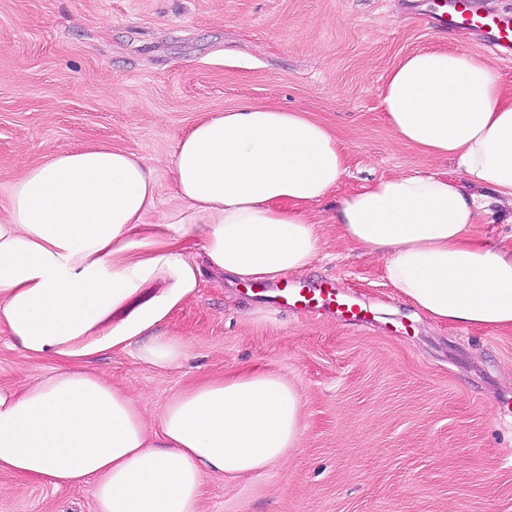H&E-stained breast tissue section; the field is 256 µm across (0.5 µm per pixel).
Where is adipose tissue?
I'll use <instances>...</instances> for the list:
<instances>
[{"mask_svg": "<svg viewBox=\"0 0 512 512\" xmlns=\"http://www.w3.org/2000/svg\"><path fill=\"white\" fill-rule=\"evenodd\" d=\"M382 107L398 141L455 161L461 177L365 184L341 204V237L433 318L512 329V249L472 235L488 203L512 211V93L479 58L421 50L388 72ZM173 172L178 204L151 224L155 178L134 153H55L25 168L0 222V330L27 358L59 363L0 388V470L53 486L95 480L98 512H196L204 473L259 470L301 435L300 396L272 373L200 384L151 419L77 366L132 345L156 369L178 365L186 347L161 328L201 283L187 239L242 283L302 272L320 247L309 206L346 166L305 113L243 105L180 138Z\"/></svg>", "mask_w": 512, "mask_h": 512, "instance_id": "obj_1", "label": "adipose tissue"}]
</instances>
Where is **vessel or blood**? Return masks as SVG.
Instances as JSON below:
<instances>
[{"mask_svg": "<svg viewBox=\"0 0 512 512\" xmlns=\"http://www.w3.org/2000/svg\"><path fill=\"white\" fill-rule=\"evenodd\" d=\"M433 22L476 30L489 48L498 52L512 50V19L481 11L472 0H448L447 11L434 16ZM271 297L277 308L312 317L328 316L351 326H364L374 319L370 307L346 294L331 279L288 282L276 286Z\"/></svg>", "mask_w": 512, "mask_h": 512, "instance_id": "obj_1", "label": "vessel or blood"}]
</instances>
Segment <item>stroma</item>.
I'll use <instances>...</instances> for the list:
<instances>
[{"label":"stroma","mask_w":512,"mask_h":512,"mask_svg":"<svg viewBox=\"0 0 512 512\" xmlns=\"http://www.w3.org/2000/svg\"><path fill=\"white\" fill-rule=\"evenodd\" d=\"M437 0H0V221L12 186L46 156L111 145L153 169L161 221L175 205L168 160L214 113L275 105L324 123L347 171L319 202L321 248L301 277L332 278L378 313L352 327L254 302L190 254L203 284L164 327L189 349L159 371L135 349L82 361L147 415L206 381L250 370L298 392L302 433L285 458L204 475L197 512H512V330L439 322L404 298L334 216L359 186L400 171L457 177L454 161L400 143L381 108L406 54L487 60L512 91V54L427 23ZM0 332V388L51 372ZM0 512H97L92 484L53 487L0 471Z\"/></svg>","instance_id":"stroma-1"}]
</instances>
